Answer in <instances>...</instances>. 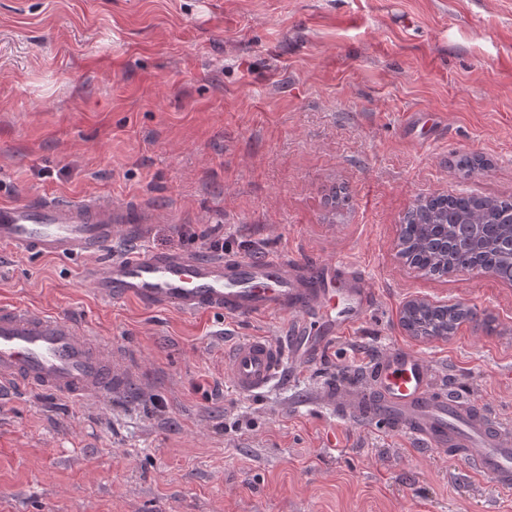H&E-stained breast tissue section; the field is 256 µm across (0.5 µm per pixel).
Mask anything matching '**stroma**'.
<instances>
[{
    "label": "stroma",
    "mask_w": 512,
    "mask_h": 512,
    "mask_svg": "<svg viewBox=\"0 0 512 512\" xmlns=\"http://www.w3.org/2000/svg\"><path fill=\"white\" fill-rule=\"evenodd\" d=\"M458 194L512 200V0H0V200L135 203L146 249L341 257L378 297L313 363L242 396L225 347L281 338L283 320L107 301L84 262L0 247V302L139 361L107 399L0 392V512H512L448 456L313 402L401 344L512 425V284L398 254L405 212ZM412 298L474 318L416 337Z\"/></svg>",
    "instance_id": "obj_1"
}]
</instances>
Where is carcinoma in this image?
Here are the masks:
<instances>
[{"label": "carcinoma", "mask_w": 512, "mask_h": 512, "mask_svg": "<svg viewBox=\"0 0 512 512\" xmlns=\"http://www.w3.org/2000/svg\"><path fill=\"white\" fill-rule=\"evenodd\" d=\"M400 245L406 262L431 276L476 270L512 282V200L432 197L404 214ZM445 310L420 308L403 315V325L415 336H435L440 327L451 334L473 318L469 309Z\"/></svg>", "instance_id": "1"}]
</instances>
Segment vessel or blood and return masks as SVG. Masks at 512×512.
<instances>
[{"label":"vessel or blood","mask_w":512,"mask_h":512,"mask_svg":"<svg viewBox=\"0 0 512 512\" xmlns=\"http://www.w3.org/2000/svg\"><path fill=\"white\" fill-rule=\"evenodd\" d=\"M148 232V219L135 204L52 196L0 202L1 247L95 259L122 242L123 251L86 273L100 298L173 307L186 315L285 317L284 338L244 337L226 351L231 386L241 395L260 393L287 367L309 365L365 320L377 301L363 270L343 260L143 252L139 245ZM136 373L127 356L93 337L81 322L0 304V384L85 401L126 390ZM319 400L341 417L385 423L416 446L446 454L498 491L512 493V425L482 402L439 388L431 362L414 349L388 348L371 364L365 384L349 392L325 389Z\"/></svg>","instance_id":"1"}]
</instances>
